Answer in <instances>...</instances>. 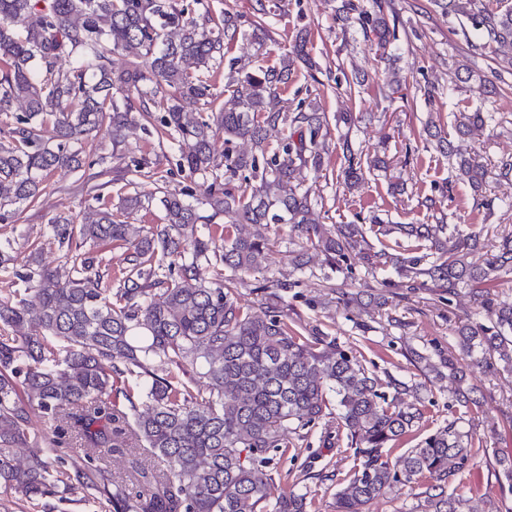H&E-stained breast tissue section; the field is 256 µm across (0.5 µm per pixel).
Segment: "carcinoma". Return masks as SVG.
<instances>
[{"label": "carcinoma", "instance_id": "carcinoma-1", "mask_svg": "<svg viewBox=\"0 0 512 512\" xmlns=\"http://www.w3.org/2000/svg\"><path fill=\"white\" fill-rule=\"evenodd\" d=\"M444 15L463 17L512 70V7L487 0H431ZM202 0H0V221L34 204L46 179L106 163L86 152L84 136L102 131L112 147L126 132L155 130L179 146V168L199 179L194 189H168L146 156L132 172L153 180L154 192L128 193L117 205L91 199L81 220L49 221V237L66 249L61 275L34 259L19 262L12 244L0 245V492L34 503L85 490L87 512H306L307 496L291 490L270 501L279 475L272 451L322 420L336 403V437H345L359 468L336 492V512H369V505L399 485L427 484L431 512H469L467 500L445 484L473 458L474 434L448 407V420L390 463L384 449L420 430L425 402L403 403L417 385L390 376L381 380L336 338L314 326L302 333L288 321L285 293L298 282L269 283L266 310L258 315L238 303L242 275H264L278 238L275 224L290 225L301 239L294 268L308 269L307 247L319 250L323 278L353 275L357 259L374 273L394 267L410 292L431 283L452 295L465 284L476 290L486 322L456 331L453 351L433 358L417 351L410 360L427 375L463 384L458 360L469 358L489 371L512 373V302L488 296L501 272L512 271V230H493L495 242L481 265L468 261L481 232L448 224L385 225L370 218V231L397 234L409 245L402 254L374 249L359 224L327 230L314 218L318 200L296 174L323 170L330 134L317 98L293 109L280 91L296 65L317 69L307 36L290 46L280 66L245 71L238 60L224 64V47L267 30L266 9L252 29L230 12L214 18L193 5ZM373 0H339L342 21H358L363 38L386 59L395 28ZM127 57L112 70V55ZM229 67L227 101L212 78ZM481 93H497L493 81L468 64L457 68ZM193 100L205 112H185ZM491 118L476 110L462 117L467 135ZM282 137L272 146L269 130ZM224 139V153L215 144ZM344 185L364 181L362 151L341 142ZM456 177L482 190L487 165L474 156L455 158ZM158 201L160 223L144 229L130 217ZM228 219L218 226L215 219ZM127 246L118 287L93 256L112 245ZM192 371L184 380L181 375ZM143 397L136 410L132 395ZM122 395L133 413L117 401ZM38 412L79 449L66 464L58 441L34 428ZM38 451L22 463L18 451ZM163 457L164 470L142 475L132 492L100 461L123 450Z\"/></svg>", "mask_w": 512, "mask_h": 512}]
</instances>
